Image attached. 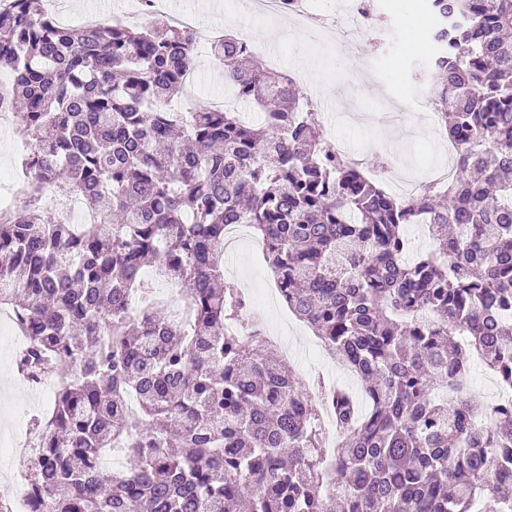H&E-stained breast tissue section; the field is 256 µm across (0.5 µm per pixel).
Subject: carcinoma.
<instances>
[{
	"instance_id": "carcinoma-1",
	"label": "carcinoma",
	"mask_w": 512,
	"mask_h": 512,
	"mask_svg": "<svg viewBox=\"0 0 512 512\" xmlns=\"http://www.w3.org/2000/svg\"><path fill=\"white\" fill-rule=\"evenodd\" d=\"M5 2L29 187L0 218V306L28 334L19 371L62 373L34 424V512H512V404L466 397L474 355L512 390V0H423L456 173L408 200L327 149L293 80L232 34L211 54L261 131L231 107H170L185 29L75 33L42 0ZM53 191L103 223L57 220ZM230 224L258 233L288 309L364 382L326 394L344 437L324 496L315 400L269 343L225 333L248 303L224 281ZM410 224L433 240L413 259ZM146 266L185 290L182 319L147 302ZM118 444L129 467L110 470Z\"/></svg>"
}]
</instances>
